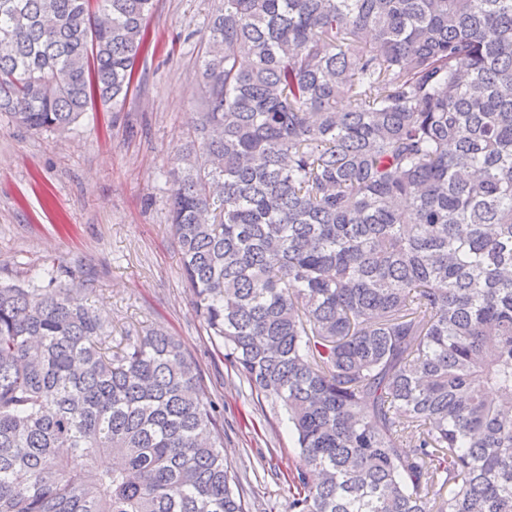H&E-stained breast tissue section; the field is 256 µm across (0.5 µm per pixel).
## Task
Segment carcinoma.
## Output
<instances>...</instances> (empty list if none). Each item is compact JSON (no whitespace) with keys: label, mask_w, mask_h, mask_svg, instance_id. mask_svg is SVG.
Here are the masks:
<instances>
[{"label":"carcinoma","mask_w":512,"mask_h":512,"mask_svg":"<svg viewBox=\"0 0 512 512\" xmlns=\"http://www.w3.org/2000/svg\"><path fill=\"white\" fill-rule=\"evenodd\" d=\"M152 9L0 0V115L119 111ZM207 29L171 227L288 416L291 512H512V0H224ZM56 282L0 283V512H249L181 342L114 349Z\"/></svg>","instance_id":"1"}]
</instances>
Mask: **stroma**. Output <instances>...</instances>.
Here are the masks:
<instances>
[{"label":"stroma","instance_id":"1","mask_svg":"<svg viewBox=\"0 0 512 512\" xmlns=\"http://www.w3.org/2000/svg\"><path fill=\"white\" fill-rule=\"evenodd\" d=\"M221 3L154 0L122 111L93 110L73 129L42 134L0 115V281L55 266L62 285L111 320L114 342L148 329L178 338L220 413L250 512H290L288 418L251 395L207 335L169 224L174 175L202 108L198 50Z\"/></svg>","mask_w":512,"mask_h":512}]
</instances>
